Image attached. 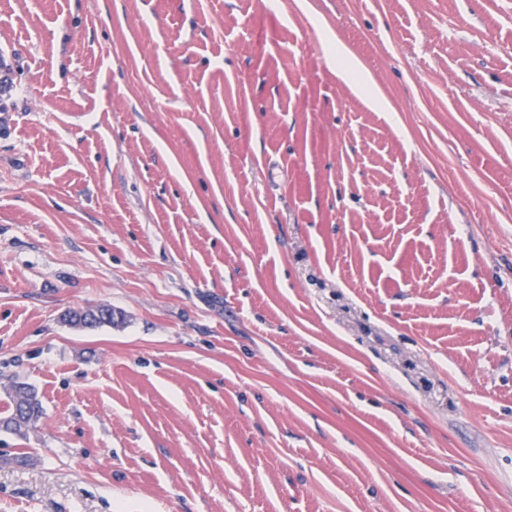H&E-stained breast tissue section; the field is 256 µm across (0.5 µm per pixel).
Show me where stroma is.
<instances>
[{"instance_id": "stroma-1", "label": "stroma", "mask_w": 512, "mask_h": 512, "mask_svg": "<svg viewBox=\"0 0 512 512\" xmlns=\"http://www.w3.org/2000/svg\"><path fill=\"white\" fill-rule=\"evenodd\" d=\"M1 52L0 512H512V0H0ZM336 61H338L337 68L348 78H350L356 86L364 91L365 93L369 91L368 96L377 104H382V101L379 97L372 91V84L370 79L365 75L362 69L352 61L345 51L336 44ZM14 63L0 56V112H8L6 101L12 96V92L17 89L13 79ZM66 320L74 326L83 328H98L105 325H112L116 316L112 308L99 307L95 310L73 311L66 316ZM8 414L0 418V431L18 436L36 427L43 415V406L34 387L23 381H13L5 390Z\"/></svg>"}]
</instances>
